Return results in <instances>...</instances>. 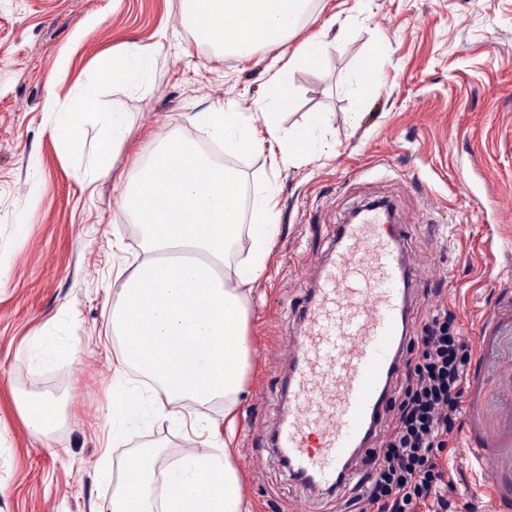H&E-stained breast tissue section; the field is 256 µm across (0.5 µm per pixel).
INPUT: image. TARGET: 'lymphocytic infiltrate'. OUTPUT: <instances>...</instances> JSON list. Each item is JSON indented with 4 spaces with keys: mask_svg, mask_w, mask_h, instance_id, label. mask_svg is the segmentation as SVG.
<instances>
[{
    "mask_svg": "<svg viewBox=\"0 0 512 512\" xmlns=\"http://www.w3.org/2000/svg\"><path fill=\"white\" fill-rule=\"evenodd\" d=\"M417 345L418 360H405L396 377L397 416L363 458L366 512H414L430 499L440 512L448 507L437 454L460 427L473 349L454 320L437 317L423 324Z\"/></svg>",
    "mask_w": 512,
    "mask_h": 512,
    "instance_id": "1",
    "label": "lymphocytic infiltrate"
}]
</instances>
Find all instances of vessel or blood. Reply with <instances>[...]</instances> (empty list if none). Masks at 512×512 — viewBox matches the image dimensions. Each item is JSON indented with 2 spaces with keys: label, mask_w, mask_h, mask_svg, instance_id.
I'll return each instance as SVG.
<instances>
[{
  "label": "vessel or blood",
  "mask_w": 512,
  "mask_h": 512,
  "mask_svg": "<svg viewBox=\"0 0 512 512\" xmlns=\"http://www.w3.org/2000/svg\"><path fill=\"white\" fill-rule=\"evenodd\" d=\"M416 275L381 209L340 225L336 257L321 267L303 330L288 337L290 410L274 436L293 473L318 487L338 486L374 434L400 369Z\"/></svg>",
  "instance_id": "1"
}]
</instances>
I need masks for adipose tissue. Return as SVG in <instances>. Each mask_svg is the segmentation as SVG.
Returning <instances> with one entry per match:
<instances>
[{
	"label": "adipose tissue",
	"mask_w": 512,
	"mask_h": 512,
	"mask_svg": "<svg viewBox=\"0 0 512 512\" xmlns=\"http://www.w3.org/2000/svg\"><path fill=\"white\" fill-rule=\"evenodd\" d=\"M310 0H182V16L210 46L245 58L261 47L284 46L297 33ZM324 45L311 41L276 69L265 98L266 139H258L242 112H196L190 117L210 141L235 154H250L271 142L272 167L312 162L328 145L331 117L312 113L298 130L282 128L279 113L295 97L293 72L316 63ZM115 78L150 83L153 57L127 48L107 61ZM93 86L75 108L54 111L61 150L78 156L89 111H97ZM243 185L235 171L214 163L180 132H170L128 182L122 207L138 225L144 258L132 265L112 307L110 326L119 339L110 423L121 440L141 411L190 427L191 448L164 471L161 508H154L151 482L157 453L142 448L124 463L112 490L111 512H249L230 450H208L211 426L192 418L188 403L220 398L232 413L243 388L249 356L246 294L265 270L278 230L275 190H268L255 222L242 226ZM246 244L247 256L226 271L229 251ZM34 436L63 423L55 399L37 396L22 407Z\"/></svg>",
	"instance_id": "obj_1"
}]
</instances>
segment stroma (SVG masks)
Instances as JSON below:
<instances>
[{"label": "stroma", "instance_id": "1", "mask_svg": "<svg viewBox=\"0 0 512 512\" xmlns=\"http://www.w3.org/2000/svg\"><path fill=\"white\" fill-rule=\"evenodd\" d=\"M312 40L327 52L294 71L296 100L282 122L332 113L328 156L277 172L260 152L232 159L244 221L268 184L279 213L247 301L249 360L231 443L250 512L349 510V486L308 488L271 439L288 410V331L334 256L338 225L377 199L393 203L403 253L420 272L414 321L454 318L474 350L461 428L440 454L452 501L501 512L512 501V0H314L286 50ZM129 45L156 59L148 88L94 73ZM276 55H221L184 22L181 0H0V512H100L126 455L156 445L164 467L184 448L178 426L150 418L119 446L107 443L118 344L105 329L119 274L143 253L121 207L124 177L171 130L206 145L191 113L231 109L262 127ZM362 68L377 83L349 91ZM90 83L99 111L127 113L131 127L111 151L110 177L93 183L62 156L47 111L51 100L73 107ZM349 112L361 120L347 122ZM42 330L79 353L37 364L31 339ZM33 393L56 395L66 415L42 440L18 407Z\"/></svg>", "mask_w": 512, "mask_h": 512}]
</instances>
